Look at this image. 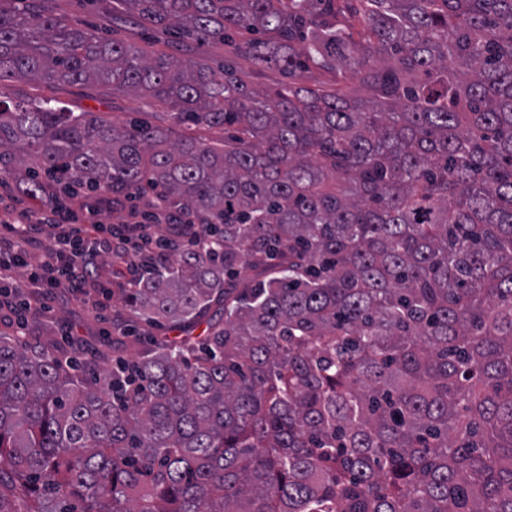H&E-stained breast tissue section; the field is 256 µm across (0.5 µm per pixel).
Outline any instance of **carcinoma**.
<instances>
[{
    "instance_id": "obj_1",
    "label": "carcinoma",
    "mask_w": 512,
    "mask_h": 512,
    "mask_svg": "<svg viewBox=\"0 0 512 512\" xmlns=\"http://www.w3.org/2000/svg\"><path fill=\"white\" fill-rule=\"evenodd\" d=\"M109 1L288 81L0 0V180L151 186L221 242L138 257L124 312L178 335L125 364L0 330V512H512V0ZM14 99H54L74 112H103L112 121H122L130 112L144 108L143 100L133 93H110L91 85H49L10 83L7 89Z\"/></svg>"
}]
</instances>
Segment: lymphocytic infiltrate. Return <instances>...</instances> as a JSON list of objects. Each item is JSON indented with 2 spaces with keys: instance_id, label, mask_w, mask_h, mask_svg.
<instances>
[{
  "instance_id": "f902f5d3",
  "label": "lymphocytic infiltrate",
  "mask_w": 512,
  "mask_h": 512,
  "mask_svg": "<svg viewBox=\"0 0 512 512\" xmlns=\"http://www.w3.org/2000/svg\"><path fill=\"white\" fill-rule=\"evenodd\" d=\"M139 210L130 221L103 224L94 205L69 196L48 195L19 210L0 207V291L14 314L17 333H25L27 315L48 311L59 293L80 294L94 307L107 308L108 293L98 291L106 276L103 257L132 265L140 248L157 239L140 223Z\"/></svg>"
}]
</instances>
